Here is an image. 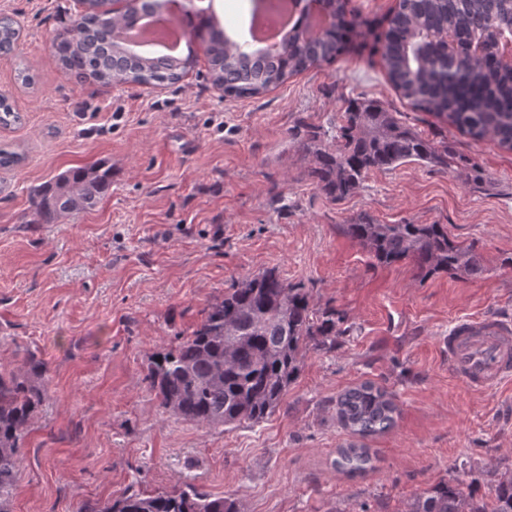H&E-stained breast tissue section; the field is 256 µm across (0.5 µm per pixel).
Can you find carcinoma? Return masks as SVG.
<instances>
[{"mask_svg":"<svg viewBox=\"0 0 512 512\" xmlns=\"http://www.w3.org/2000/svg\"><path fill=\"white\" fill-rule=\"evenodd\" d=\"M111 0H79L84 11L73 20L74 35L61 40L64 68L100 84L163 86L180 81L193 54L156 60L128 53L113 33L134 25L139 14L165 0H134L108 9ZM328 18L316 37L301 34L304 18L293 24L273 56L255 58L228 40L216 21L194 10L184 20L205 39L212 83L230 98H251L284 84L349 47L356 21L346 17V0H323ZM512 29V0H398L384 34L382 58L388 79L416 109L445 117L476 140L491 139L512 150V69H504L494 44L495 30ZM456 38L453 62H445L440 33ZM485 38L477 56L471 44ZM346 124L324 128L303 124L296 138L311 158L318 186L332 199L356 192L371 169L418 161L448 164L447 144L437 147L407 127L376 100H364L345 113ZM111 185L101 164L69 170L52 184L34 190L40 224H56L94 207ZM380 264L409 260L419 275L438 272L480 277L486 272L473 247L448 237L441 224H380L367 215L343 225ZM336 335V311L314 321L310 294L274 269L246 277L224 299L210 304L191 336L158 354L148 380L164 412L208 427L259 423L281 403L296 379L302 351L314 336ZM45 365L35 355L8 373L0 372V512H11L20 464V447L44 399ZM337 417L361 438L383 434L395 423L397 407L384 389L365 382L342 393ZM369 449L350 443L337 451L336 470L347 475L370 468ZM80 512H239L235 502L213 498L188 486L145 496L130 492L110 506L86 502ZM408 512H512V476H504L489 496L464 493L453 482L424 489Z\"/></svg>","mask_w":512,"mask_h":512,"instance_id":"obj_1","label":"carcinoma"}]
</instances>
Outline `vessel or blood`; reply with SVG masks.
<instances>
[{
  "label": "vessel or blood",
  "mask_w": 512,
  "mask_h": 512,
  "mask_svg": "<svg viewBox=\"0 0 512 512\" xmlns=\"http://www.w3.org/2000/svg\"><path fill=\"white\" fill-rule=\"evenodd\" d=\"M448 370L476 390L512 379V321L495 315L464 317L444 340Z\"/></svg>",
  "instance_id": "b4317fda"
}]
</instances>
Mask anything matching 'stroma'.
Masks as SVG:
<instances>
[{
    "label": "stroma",
    "instance_id": "obj_1",
    "mask_svg": "<svg viewBox=\"0 0 512 512\" xmlns=\"http://www.w3.org/2000/svg\"><path fill=\"white\" fill-rule=\"evenodd\" d=\"M396 4L348 0L361 19L348 52L233 99L212 85L201 51L163 88L78 78L56 40L71 36L80 5L0 0L22 33L0 55V91L21 116L0 126V147L22 155L0 168V366L29 353L47 366L12 512H79L188 485L240 512H406L440 481L482 496L512 474V383L468 387L440 343L456 319L512 318V150L400 98L379 39ZM364 99L447 143L451 162L373 169L351 196L329 198L292 130L343 124ZM99 162L112 183L96 206L38 223L33 189ZM363 213L444 225L487 271L424 278L407 260L378 264L342 231ZM268 269L308 289L314 318L344 315L333 343H308L260 423L205 427L163 413L147 381L152 357L190 336L234 283ZM365 382L392 394L398 415L365 440L372 470L348 476L333 466L353 440L336 400Z\"/></svg>",
    "mask_w": 512,
    "mask_h": 512
}]
</instances>
